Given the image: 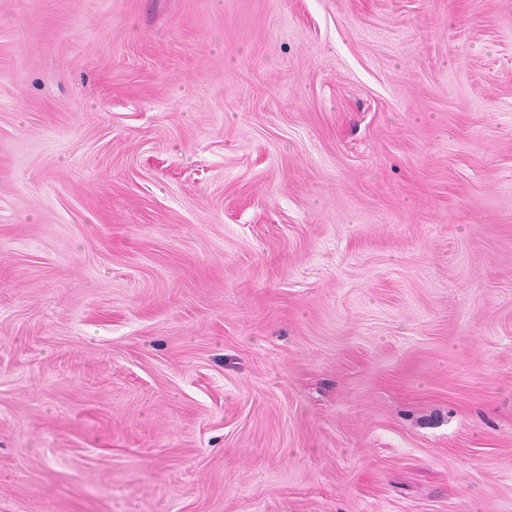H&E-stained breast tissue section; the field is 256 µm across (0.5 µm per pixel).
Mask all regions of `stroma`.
Here are the masks:
<instances>
[{
  "label": "stroma",
  "mask_w": 512,
  "mask_h": 512,
  "mask_svg": "<svg viewBox=\"0 0 512 512\" xmlns=\"http://www.w3.org/2000/svg\"><path fill=\"white\" fill-rule=\"evenodd\" d=\"M0 512H512V0H0Z\"/></svg>",
  "instance_id": "1"
}]
</instances>
